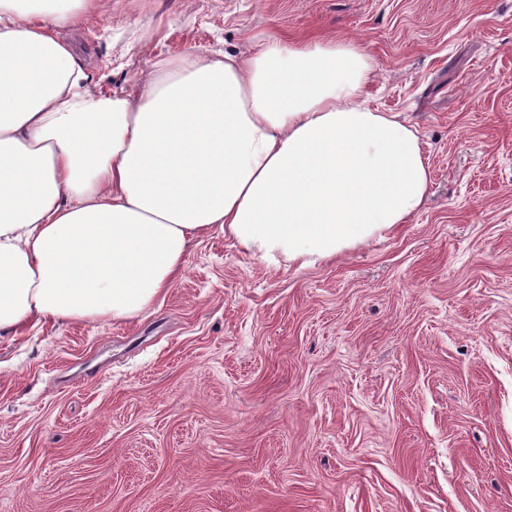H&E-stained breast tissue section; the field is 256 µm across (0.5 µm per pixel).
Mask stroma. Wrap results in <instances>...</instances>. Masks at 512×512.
<instances>
[{
  "mask_svg": "<svg viewBox=\"0 0 512 512\" xmlns=\"http://www.w3.org/2000/svg\"><path fill=\"white\" fill-rule=\"evenodd\" d=\"M61 35L108 94L359 41L430 186L326 263L216 230L143 315L0 339V512H512V0H106Z\"/></svg>",
  "mask_w": 512,
  "mask_h": 512,
  "instance_id": "35a3bbf8",
  "label": "stroma"
}]
</instances>
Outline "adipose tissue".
Returning <instances> with one entry per match:
<instances>
[{
	"mask_svg": "<svg viewBox=\"0 0 512 512\" xmlns=\"http://www.w3.org/2000/svg\"><path fill=\"white\" fill-rule=\"evenodd\" d=\"M96 6L0 0V335L136 317L215 229L310 267L421 209L419 137L365 106L362 43L163 58L106 97L58 34Z\"/></svg>",
	"mask_w": 512,
	"mask_h": 512,
	"instance_id": "1",
	"label": "adipose tissue"
}]
</instances>
